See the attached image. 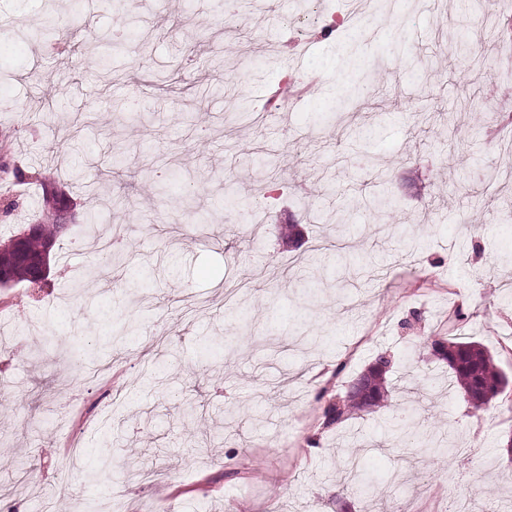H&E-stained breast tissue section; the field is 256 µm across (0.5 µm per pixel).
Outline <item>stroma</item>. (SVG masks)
<instances>
[{
    "label": "stroma",
    "mask_w": 512,
    "mask_h": 512,
    "mask_svg": "<svg viewBox=\"0 0 512 512\" xmlns=\"http://www.w3.org/2000/svg\"><path fill=\"white\" fill-rule=\"evenodd\" d=\"M57 9L55 44L29 32ZM307 0H128L117 13L83 0H0V243L39 219L46 187L69 200L75 224L99 199V221L123 241L126 262L150 275L147 288L122 272L83 279L94 241L60 235L50 284L0 288V491L19 512H51L62 501L84 512H377L347 492L340 468L349 449L377 478L388 512H439L449 498L485 512L505 500L512 471L502 438L512 432V178L485 183V170L512 169L501 152L492 84L454 51L475 37L469 0H390L378 27L355 45L345 28L288 25ZM134 28L126 50L107 37ZM107 56L114 80L99 78ZM365 61L369 104L352 123L370 140L320 122L338 95L337 75ZM317 78L314 92L262 109L284 73ZM162 80L154 111L115 120L142 80ZM220 84L257 113L226 120L223 95L199 103L195 88ZM124 163L111 167L113 150ZM388 172L376 178L367 157ZM175 158L195 190L203 222L177 223L175 200L152 189L161 160ZM278 189L247 224L229 223L221 198L236 183L255 196L268 174ZM487 191L489 206L476 192ZM401 198L379 212L378 197ZM350 206L339 232L330 216ZM318 269L305 296L295 272ZM96 349L74 369L72 340ZM431 336L486 346L509 380L484 407L452 386L431 353ZM389 366L384 405L346 409L328 423L353 382L378 358ZM120 369L121 399L84 432L72 424L97 375ZM409 430L396 442L392 429ZM440 430L453 456L423 444ZM79 438L60 471L57 443ZM112 467L96 481L104 441ZM146 465L161 479L124 478Z\"/></svg>",
    "instance_id": "obj_1"
}]
</instances>
